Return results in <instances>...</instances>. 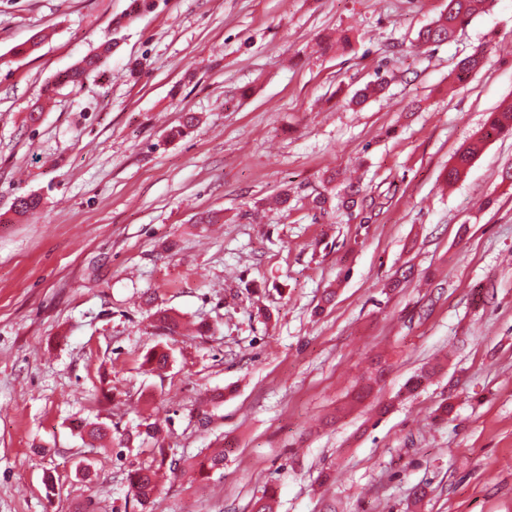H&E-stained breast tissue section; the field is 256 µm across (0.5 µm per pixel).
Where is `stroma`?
<instances>
[{
    "instance_id": "obj_1",
    "label": "stroma",
    "mask_w": 512,
    "mask_h": 512,
    "mask_svg": "<svg viewBox=\"0 0 512 512\" xmlns=\"http://www.w3.org/2000/svg\"><path fill=\"white\" fill-rule=\"evenodd\" d=\"M133 1L0 0V512H251L270 487L276 512H512V136L444 185L512 99V0L425 50L445 0ZM107 34L101 71L29 123ZM379 69L384 94L350 104ZM332 174L365 202L311 209ZM160 310L206 331L162 334ZM163 448L224 468L144 511L127 476ZM510 133H512V105L503 106L491 112L484 127L457 151L452 162L448 164L444 179L448 184L459 181L490 139Z\"/></svg>"
}]
</instances>
